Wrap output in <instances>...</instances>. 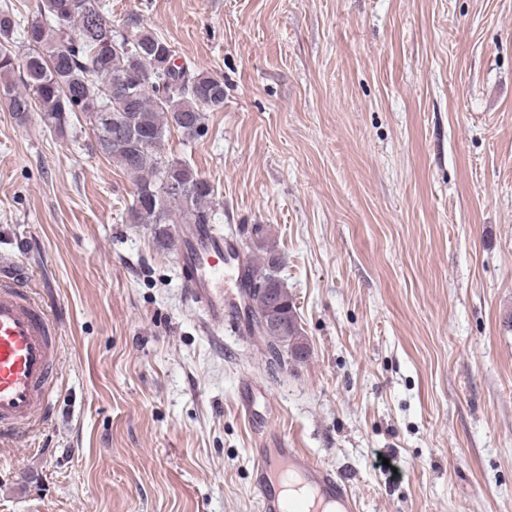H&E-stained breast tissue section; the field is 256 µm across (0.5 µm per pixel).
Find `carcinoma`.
<instances>
[{"instance_id": "cac0c4a2", "label": "carcinoma", "mask_w": 512, "mask_h": 512, "mask_svg": "<svg viewBox=\"0 0 512 512\" xmlns=\"http://www.w3.org/2000/svg\"><path fill=\"white\" fill-rule=\"evenodd\" d=\"M130 24L129 37L115 30L100 0H36L24 25L29 52L18 58L7 48L18 22L12 12H0V98L21 120L38 112L58 131L70 114H82L97 149L133 179L130 222L155 225L157 244L178 250L181 239L170 225L213 223L214 187L186 162L167 157L165 138L173 128L188 139L204 136V110L224 108V80L173 63L170 43L138 18ZM115 75L137 79L123 102L112 99ZM174 183L187 189L184 197L169 193ZM260 232L255 229L259 237L248 249L253 266L246 281L251 289L262 285L280 294L285 329L268 335L255 311L247 325L263 336L266 366L274 373L288 368L290 358L303 360L308 348L274 249Z\"/></svg>"}]
</instances>
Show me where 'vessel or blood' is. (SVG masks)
I'll list each match as a JSON object with an SVG mask.
<instances>
[{
	"mask_svg": "<svg viewBox=\"0 0 512 512\" xmlns=\"http://www.w3.org/2000/svg\"><path fill=\"white\" fill-rule=\"evenodd\" d=\"M178 255L191 299L205 327L238 321L243 298L241 259L222 233L183 231ZM59 360L49 314L14 278L0 275V443H15L38 425L52 399ZM258 512H360L350 486L285 440L253 449Z\"/></svg>",
	"mask_w": 512,
	"mask_h": 512,
	"instance_id": "b4317fda",
	"label": "vessel or blood"
}]
</instances>
